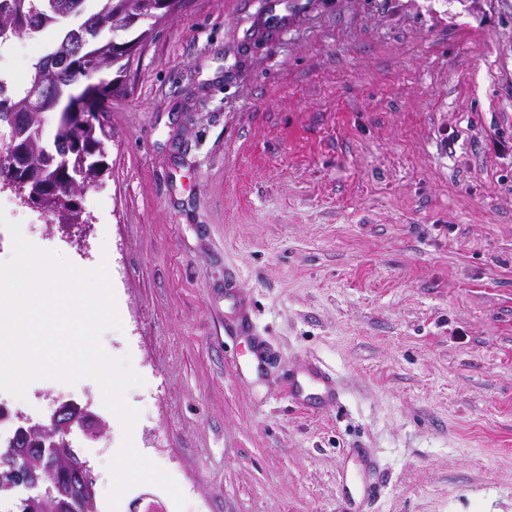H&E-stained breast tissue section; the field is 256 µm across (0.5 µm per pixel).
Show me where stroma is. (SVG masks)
<instances>
[{
  "label": "stroma",
  "instance_id": "obj_1",
  "mask_svg": "<svg viewBox=\"0 0 512 512\" xmlns=\"http://www.w3.org/2000/svg\"><path fill=\"white\" fill-rule=\"evenodd\" d=\"M123 82L85 237L0 186L29 241L111 271L133 443L187 500L118 512H343L352 448L389 475L372 512H512V0H182ZM68 400L108 424L74 440L108 512L97 382L0 390Z\"/></svg>",
  "mask_w": 512,
  "mask_h": 512
}]
</instances>
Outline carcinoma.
Returning <instances> with one entry per match:
<instances>
[{"mask_svg": "<svg viewBox=\"0 0 512 512\" xmlns=\"http://www.w3.org/2000/svg\"><path fill=\"white\" fill-rule=\"evenodd\" d=\"M59 4L65 0H0V25L10 22L5 35H0V44L25 34L39 32L47 28H53L60 24V11L52 7V2ZM81 2L79 15L84 20L74 23L76 29L85 37H91L87 42L86 50L63 62L59 69L48 70L45 61L51 54L59 50L60 45L70 40V31H65L54 45L44 55L39 57L32 65L29 80L26 84L16 88L12 87L5 79L0 78V113L1 112H38L43 107V100L33 92L36 84L56 86L61 92H73L74 101L80 112H104L106 103L112 94L119 88L120 83L114 80H100L96 83L87 82V72L101 67V70L116 69L122 73L127 64L123 60L130 59L138 46L152 36L154 26H149L124 43L119 49L110 40L98 36L105 30H113L123 27L130 12L139 9L145 12L157 14V19H162L169 7L161 5L163 0H96L97 10L86 14L85 0ZM111 135L103 126L84 124L71 120L64 115H59L52 142L42 144L43 150L32 155L28 171L25 176L27 189L31 194L42 196L44 210L57 216L60 223H87L82 214L65 213V199H67V187L62 186L57 193L46 192L44 185L47 177L56 169L51 163L53 158H62L59 147L80 146L93 152L98 160H103L107 154L106 140ZM52 497L56 501V512H98L97 502L85 500L77 502L71 494L70 481L63 475L52 483Z\"/></svg>", "mask_w": 512, "mask_h": 512, "instance_id": "obj_1", "label": "carcinoma"}]
</instances>
